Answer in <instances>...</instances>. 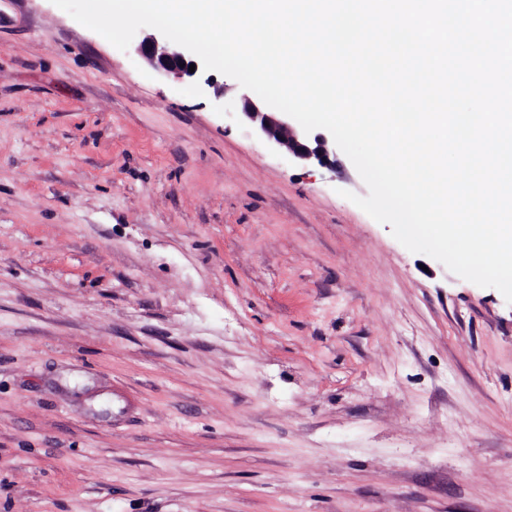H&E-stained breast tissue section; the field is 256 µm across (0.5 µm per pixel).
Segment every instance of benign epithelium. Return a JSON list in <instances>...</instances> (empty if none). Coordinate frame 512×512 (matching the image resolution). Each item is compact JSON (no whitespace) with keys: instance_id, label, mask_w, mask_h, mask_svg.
Masks as SVG:
<instances>
[{"instance_id":"1","label":"benign epithelium","mask_w":512,"mask_h":512,"mask_svg":"<svg viewBox=\"0 0 512 512\" xmlns=\"http://www.w3.org/2000/svg\"><path fill=\"white\" fill-rule=\"evenodd\" d=\"M137 51L151 68L175 80L194 77L203 71L201 63L189 58L183 47L155 36L141 42ZM192 64L196 65L193 72L189 71ZM239 114L240 120L256 133L285 148L295 164L326 168L332 165L326 137L305 132L285 113L273 112L244 95Z\"/></svg>"}]
</instances>
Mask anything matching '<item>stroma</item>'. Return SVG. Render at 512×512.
Returning a JSON list of instances; mask_svg holds the SVG:
<instances>
[{"mask_svg": "<svg viewBox=\"0 0 512 512\" xmlns=\"http://www.w3.org/2000/svg\"><path fill=\"white\" fill-rule=\"evenodd\" d=\"M52 0H0V512H512V305Z\"/></svg>", "mask_w": 512, "mask_h": 512, "instance_id": "stroma-1", "label": "stroma"}]
</instances>
